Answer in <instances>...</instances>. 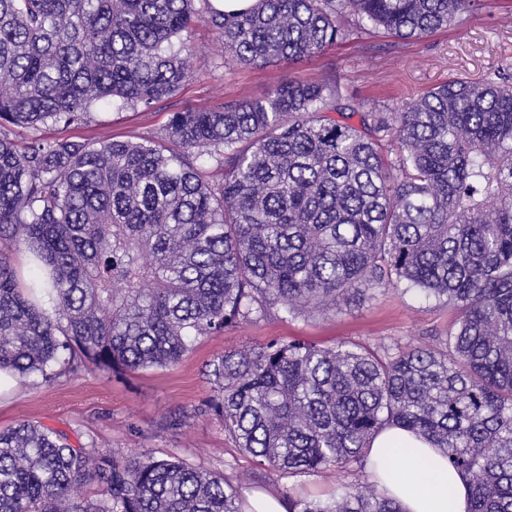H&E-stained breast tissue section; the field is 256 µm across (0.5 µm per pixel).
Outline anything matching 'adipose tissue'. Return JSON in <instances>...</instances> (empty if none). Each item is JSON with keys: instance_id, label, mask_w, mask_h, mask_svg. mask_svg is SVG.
I'll return each mask as SVG.
<instances>
[{"instance_id": "ef3b65f1", "label": "adipose tissue", "mask_w": 512, "mask_h": 512, "mask_svg": "<svg viewBox=\"0 0 512 512\" xmlns=\"http://www.w3.org/2000/svg\"><path fill=\"white\" fill-rule=\"evenodd\" d=\"M369 480L402 512H468L469 483L431 442L390 426L370 443Z\"/></svg>"}]
</instances>
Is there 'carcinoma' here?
<instances>
[{"label": "carcinoma", "mask_w": 512, "mask_h": 512, "mask_svg": "<svg viewBox=\"0 0 512 512\" xmlns=\"http://www.w3.org/2000/svg\"><path fill=\"white\" fill-rule=\"evenodd\" d=\"M476 0H0V370L50 380L178 364L277 306L309 315L405 285L452 305L448 335L383 355L274 339L215 356V416L280 476L345 471L404 427L512 512V84L452 80L396 112L338 83L176 112L138 141L46 140L94 106L152 109L192 77L204 19L225 61L310 59L356 26L418 39ZM397 142L390 157L385 141ZM24 253L33 277L17 276ZM95 484L102 499L82 497ZM0 512H242L221 471L0 430ZM288 512H401L350 487Z\"/></svg>", "instance_id": "cac0c4a2"}]
</instances>
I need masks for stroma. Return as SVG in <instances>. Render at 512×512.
Segmentation results:
<instances>
[{
  "label": "stroma",
  "instance_id": "obj_1",
  "mask_svg": "<svg viewBox=\"0 0 512 512\" xmlns=\"http://www.w3.org/2000/svg\"><path fill=\"white\" fill-rule=\"evenodd\" d=\"M192 79L180 92L151 110L92 108L85 124H47L38 134L49 140H133L160 134L173 113L203 110L219 103L266 97L282 82L336 78L350 95L380 111H393L427 89L455 80H499L512 76V19L504 0H479L448 27L402 42L385 34L354 31L317 57L264 65H228L208 23L196 21ZM455 320L454 309L404 288L369 290L329 304L308 317L271 310L266 316L199 339L182 361L111 376L83 368L51 380L33 376L0 393V430L38 422L68 433L73 444L158 458L175 457L197 467L224 472L238 492L272 491L284 496L325 499L342 485L365 483L362 465L347 471L279 476L257 466L237 448L213 416H194L210 394L205 377L217 354L260 347L273 339L331 345L353 341L397 351L437 342ZM188 423L171 428L172 416Z\"/></svg>",
  "mask_w": 512,
  "mask_h": 512
}]
</instances>
